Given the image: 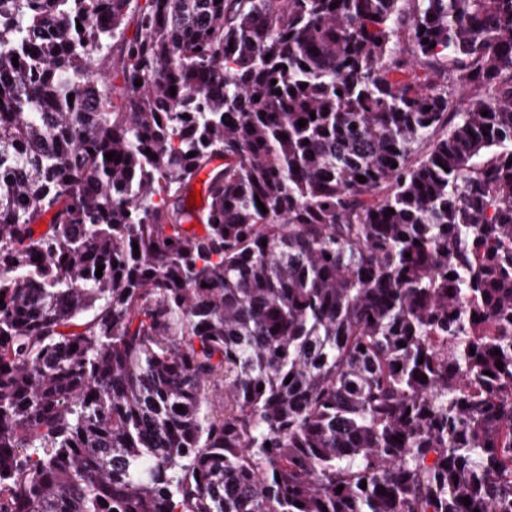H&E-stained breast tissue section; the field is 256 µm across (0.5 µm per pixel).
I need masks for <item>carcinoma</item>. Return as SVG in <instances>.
Segmentation results:
<instances>
[{
	"label": "carcinoma",
	"mask_w": 512,
	"mask_h": 512,
	"mask_svg": "<svg viewBox=\"0 0 512 512\" xmlns=\"http://www.w3.org/2000/svg\"><path fill=\"white\" fill-rule=\"evenodd\" d=\"M0 297V512H512V0H0Z\"/></svg>",
	"instance_id": "cac0c4a2"
}]
</instances>
